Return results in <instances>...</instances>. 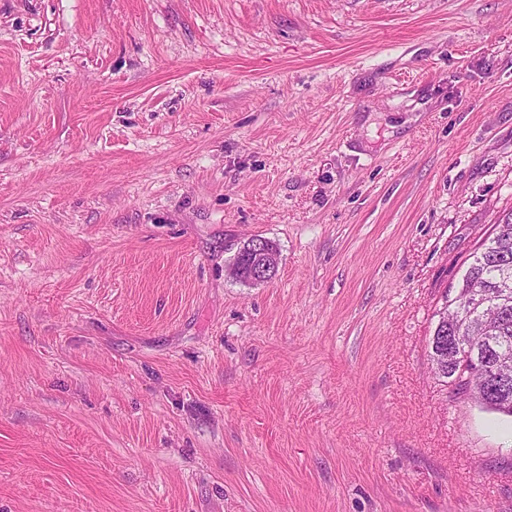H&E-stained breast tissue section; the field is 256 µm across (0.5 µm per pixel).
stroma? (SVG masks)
<instances>
[{
	"label": "stroma",
	"instance_id": "35a3bbf8",
	"mask_svg": "<svg viewBox=\"0 0 512 512\" xmlns=\"http://www.w3.org/2000/svg\"><path fill=\"white\" fill-rule=\"evenodd\" d=\"M510 208L512 0H0V512H512ZM473 262L466 271L458 294H469L474 281L484 285L486 296L496 298L508 292L506 302L508 314L502 319L499 333L504 336L499 344L512 355V208L503 214L495 225L492 234L477 247ZM266 244L264 240L254 242V261L252 260V240L239 249L233 260L236 263H244L247 266L253 262L249 277L252 281L266 282L269 277L275 274L278 267L279 254L274 245ZM273 245V246H272ZM487 351L486 342L482 341L479 337H473L469 341L468 349L464 352L467 360L474 364H480L484 359V355ZM493 352V353H492ZM488 354H494L492 363L487 365L486 363L476 366V369L482 371L489 381L496 382V380L506 384L509 379H512V361H511V372L505 364L507 357L500 356L499 352L494 349L488 352ZM443 352L444 350L435 357L433 361L434 367L443 368L448 366V358L445 359ZM466 373L467 370L461 368L460 365L458 367L450 365L448 369L445 368L436 372L439 377L446 379V384L454 385L462 394L470 390V395L468 396L478 400L488 410L512 417V383L507 391H487V384L485 382L475 375L471 376Z\"/></svg>",
	"mask_w": 512,
	"mask_h": 512
}]
</instances>
